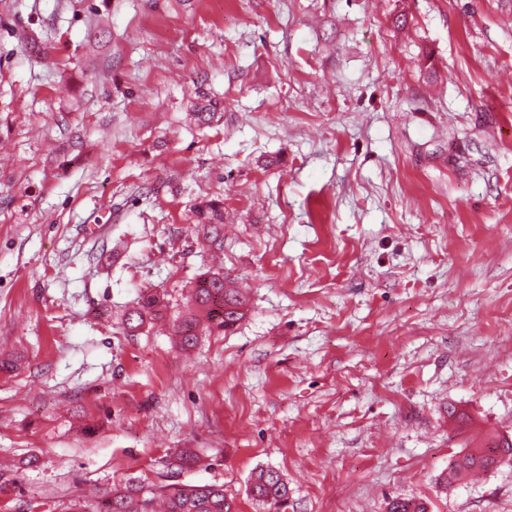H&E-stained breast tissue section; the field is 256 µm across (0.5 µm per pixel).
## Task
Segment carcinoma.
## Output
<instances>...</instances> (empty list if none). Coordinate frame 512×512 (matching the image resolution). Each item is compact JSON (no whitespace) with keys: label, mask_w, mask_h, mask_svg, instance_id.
<instances>
[{"label":"carcinoma","mask_w":512,"mask_h":512,"mask_svg":"<svg viewBox=\"0 0 512 512\" xmlns=\"http://www.w3.org/2000/svg\"><path fill=\"white\" fill-rule=\"evenodd\" d=\"M218 103L200 100L191 104V119L198 127H207L215 119ZM197 223L205 225L204 235L218 238L220 224L224 223L223 203L205 201L196 206ZM194 310L174 320L173 332L183 351L196 346L198 336L208 332H223L234 327L244 315L246 298L234 288L224 287V275L209 274L200 277L193 288ZM164 307V298L157 293L146 292L140 297L139 307L128 313L125 322L131 329L142 326L146 320L156 318ZM512 456V442L504 440L494 448H472L458 455L457 460L443 478L447 486L470 471H486L505 457ZM248 492L259 503L275 507L288 497V485L278 471L261 468L253 472ZM65 512H238L233 499L224 493V485L218 483H173L157 488L146 487L137 480L129 479L114 487L96 501L74 500ZM388 512H427L423 502L393 498Z\"/></svg>","instance_id":"carcinoma-1"}]
</instances>
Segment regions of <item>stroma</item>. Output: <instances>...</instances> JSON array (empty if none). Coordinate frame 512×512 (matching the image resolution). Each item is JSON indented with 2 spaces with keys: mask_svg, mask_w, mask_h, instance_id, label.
<instances>
[{
  "mask_svg": "<svg viewBox=\"0 0 512 512\" xmlns=\"http://www.w3.org/2000/svg\"><path fill=\"white\" fill-rule=\"evenodd\" d=\"M208 272L248 312L184 352ZM1 354L0 512L131 476L264 512L260 467L277 512H512V460L441 483L512 440V0H0ZM218 103L212 99L193 102L189 108L191 119L198 127H208L218 114ZM196 224H213L209 229L204 225L202 228L204 235L213 237L216 240L220 235V227L215 224H224V206L223 202L209 200L196 206ZM213 235V236H211ZM139 307L128 313L125 322L130 329L142 326L147 318H156L161 309L165 307L164 298L157 293L146 292L140 297ZM496 448H471L467 452L458 455L457 460L452 464L448 470V474L443 478L446 487L452 486L458 478L470 471L482 470L486 471L498 463H500L506 456L509 460L512 456V442L511 440H503ZM248 492L254 500L272 508L288 497V485L278 471L261 468L253 472Z\"/></svg>",
  "mask_w": 512,
  "mask_h": 512,
  "instance_id": "35a3bbf8",
  "label": "stroma"
}]
</instances>
